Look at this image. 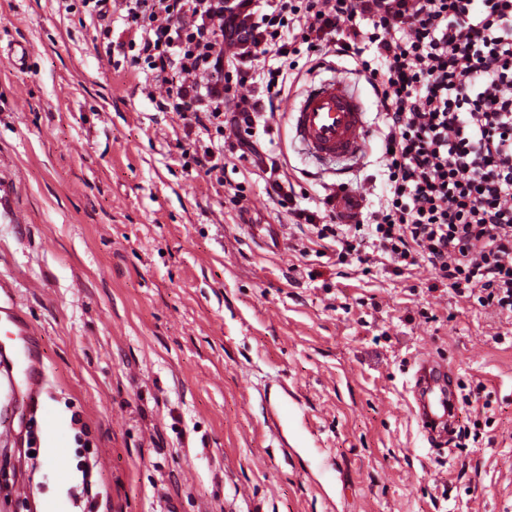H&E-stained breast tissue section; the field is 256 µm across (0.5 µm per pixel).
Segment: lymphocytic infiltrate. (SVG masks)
Listing matches in <instances>:
<instances>
[{"label":"lymphocytic infiltrate","mask_w":512,"mask_h":512,"mask_svg":"<svg viewBox=\"0 0 512 512\" xmlns=\"http://www.w3.org/2000/svg\"><path fill=\"white\" fill-rule=\"evenodd\" d=\"M127 29L205 176L251 162L321 256L424 262L512 314V0H133ZM300 44L314 70L350 58L381 105L386 194L349 222L335 194L301 206L286 154L262 143Z\"/></svg>","instance_id":"1"}]
</instances>
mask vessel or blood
I'll return each instance as SVG.
<instances>
[{"label":"vessel or blood","mask_w":512,"mask_h":512,"mask_svg":"<svg viewBox=\"0 0 512 512\" xmlns=\"http://www.w3.org/2000/svg\"><path fill=\"white\" fill-rule=\"evenodd\" d=\"M296 139L316 162L355 161L364 153L369 126L362 99L339 75H332L308 88L290 105ZM0 221L19 224L21 212L11 203V188L0 181ZM36 332L23 319L14 290L0 284V359L16 366L19 384L30 408L38 406L41 381L40 361L33 352ZM413 395L416 419L427 439L435 446L446 445L457 418L452 373L431 358H420L414 372Z\"/></svg>","instance_id":"vessel-or-blood-1"}]
</instances>
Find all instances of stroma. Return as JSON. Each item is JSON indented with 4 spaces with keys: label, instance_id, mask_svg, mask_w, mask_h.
<instances>
[{
    "label": "stroma",
    "instance_id": "obj_1",
    "mask_svg": "<svg viewBox=\"0 0 512 512\" xmlns=\"http://www.w3.org/2000/svg\"><path fill=\"white\" fill-rule=\"evenodd\" d=\"M123 10L0 0V278L36 329L39 413L0 363V512H83L76 434L96 448L95 512H512V317L433 290L427 265L329 266L242 161L247 213L182 155ZM303 194L315 167L273 127ZM350 191H383L371 136ZM316 271L308 279L306 271ZM444 363L489 437L435 448L412 415L415 361ZM27 482L30 496L17 494ZM84 7L89 8L91 18L96 19L98 26L103 29V35L108 38L109 32L112 30V0H83ZM108 20L103 27L101 21ZM0 221L9 224H20L23 222V215L11 203V188L4 181H0Z\"/></svg>",
    "mask_w": 512,
    "mask_h": 512
}]
</instances>
